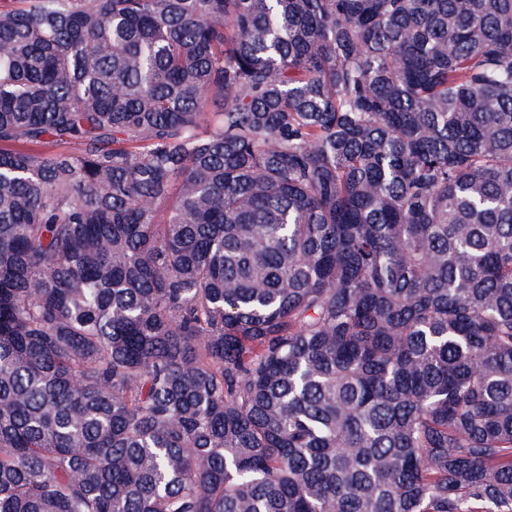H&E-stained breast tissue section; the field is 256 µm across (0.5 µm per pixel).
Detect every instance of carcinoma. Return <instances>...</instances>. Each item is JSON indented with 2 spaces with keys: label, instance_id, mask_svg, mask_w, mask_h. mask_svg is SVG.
<instances>
[{
  "label": "carcinoma",
  "instance_id": "cac0c4a2",
  "mask_svg": "<svg viewBox=\"0 0 512 512\" xmlns=\"http://www.w3.org/2000/svg\"><path fill=\"white\" fill-rule=\"evenodd\" d=\"M0 512H512V0H0Z\"/></svg>",
  "mask_w": 512,
  "mask_h": 512
}]
</instances>
